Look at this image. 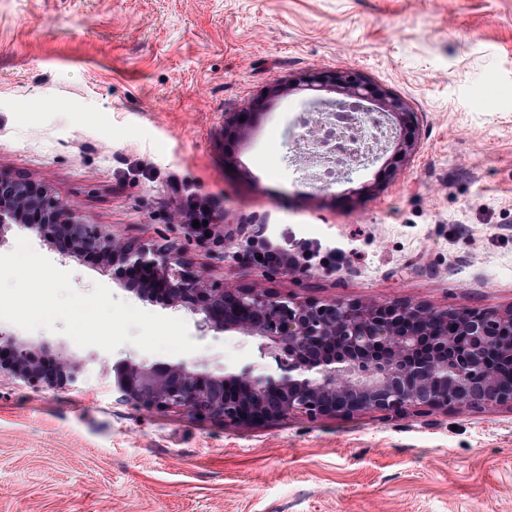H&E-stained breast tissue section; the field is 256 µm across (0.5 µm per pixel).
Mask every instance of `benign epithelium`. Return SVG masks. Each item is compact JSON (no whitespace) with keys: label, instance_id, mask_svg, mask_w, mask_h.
Instances as JSON below:
<instances>
[{"label":"benign epithelium","instance_id":"obj_1","mask_svg":"<svg viewBox=\"0 0 512 512\" xmlns=\"http://www.w3.org/2000/svg\"><path fill=\"white\" fill-rule=\"evenodd\" d=\"M314 84L343 95L339 104L366 106L402 130L416 125L402 99L375 93L356 72H321L299 81ZM243 116L225 115L224 131L246 134ZM304 127L330 153H355L333 142L324 120ZM387 142L404 158L415 147L407 135L392 134ZM12 223L57 244L65 260L96 256L112 263L113 279L126 290L199 316L203 334L232 330L257 342L260 363L231 376L125 360L112 385L119 403L147 413L188 410L226 426L290 415L314 421L366 412L512 409V308L435 309L404 300L371 305L301 299L261 284L226 288L208 269L185 262L175 245L126 241L89 223L77 205L46 185L0 173V224ZM4 350L9 358H0V375L31 385L61 388L88 375L87 364L67 351H56L43 364L34 346L0 330ZM268 358L274 366L265 365Z\"/></svg>","mask_w":512,"mask_h":512}]
</instances>
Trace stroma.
I'll return each mask as SVG.
<instances>
[{
	"label": "stroma",
	"mask_w": 512,
	"mask_h": 512,
	"mask_svg": "<svg viewBox=\"0 0 512 512\" xmlns=\"http://www.w3.org/2000/svg\"><path fill=\"white\" fill-rule=\"evenodd\" d=\"M335 70L407 101L416 147L321 185L298 150L314 91L266 89ZM248 110L247 135H225V113ZM0 173L125 238L166 235L228 288L512 308V0H0ZM189 196L221 239L183 227ZM20 237L77 291L184 320L199 349L108 353L0 320L92 368L68 389L0 376V512H512L506 407L227 426L115 404L121 361L232 375L257 343L201 334L34 230L5 225L0 254ZM304 240L311 266L254 258Z\"/></svg>",
	"instance_id": "obj_1"
}]
</instances>
